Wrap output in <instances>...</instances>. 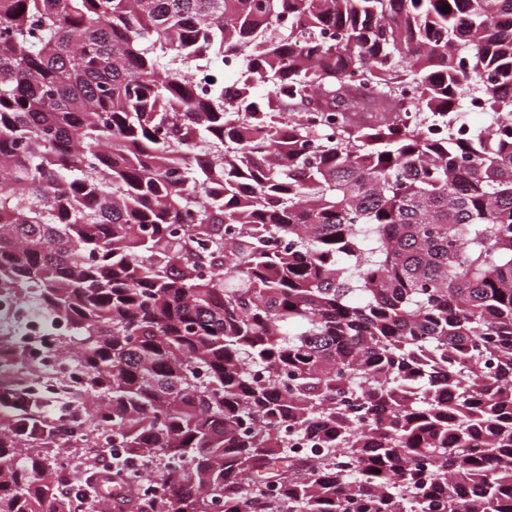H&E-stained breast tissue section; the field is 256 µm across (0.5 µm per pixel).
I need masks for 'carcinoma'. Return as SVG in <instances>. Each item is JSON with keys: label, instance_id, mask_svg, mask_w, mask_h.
<instances>
[{"label": "carcinoma", "instance_id": "1", "mask_svg": "<svg viewBox=\"0 0 512 512\" xmlns=\"http://www.w3.org/2000/svg\"><path fill=\"white\" fill-rule=\"evenodd\" d=\"M1 297L151 512H512V0H0ZM31 336H45L40 343L27 345L19 341L17 353L21 354L19 358L21 362H28L29 360L52 362L57 365L63 366L68 369L71 376H76L79 371L75 363L65 361L57 351L54 342L52 341L51 334L47 332L28 333ZM48 336V337H47Z\"/></svg>", "mask_w": 512, "mask_h": 512}]
</instances>
